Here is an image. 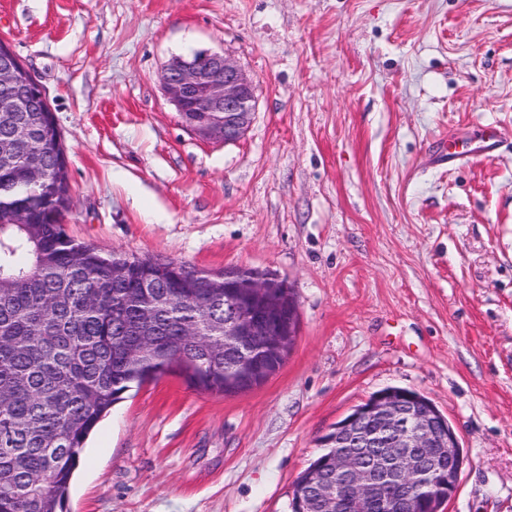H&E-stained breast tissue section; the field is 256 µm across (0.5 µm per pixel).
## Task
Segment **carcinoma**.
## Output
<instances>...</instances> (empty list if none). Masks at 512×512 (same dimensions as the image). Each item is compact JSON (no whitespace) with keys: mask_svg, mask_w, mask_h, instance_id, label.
I'll return each mask as SVG.
<instances>
[{"mask_svg":"<svg viewBox=\"0 0 512 512\" xmlns=\"http://www.w3.org/2000/svg\"><path fill=\"white\" fill-rule=\"evenodd\" d=\"M28 129L15 144V126ZM57 134L44 112L0 113V512H65L84 444L130 388L177 367L194 387L222 394L251 361L284 362L261 348L224 349V289L170 261L116 258L67 234L54 218L69 201L57 170ZM47 177L37 184L29 171ZM202 336H187L194 324ZM327 448L294 483L324 465Z\"/></svg>","mask_w":512,"mask_h":512,"instance_id":"carcinoma-1","label":"carcinoma"}]
</instances>
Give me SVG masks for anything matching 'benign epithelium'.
Returning a JSON list of instances; mask_svg holds the SVG:
<instances>
[{"label": "benign epithelium", "mask_w": 512, "mask_h": 512, "mask_svg": "<svg viewBox=\"0 0 512 512\" xmlns=\"http://www.w3.org/2000/svg\"><path fill=\"white\" fill-rule=\"evenodd\" d=\"M161 84L178 112L180 123L196 135L239 141L255 111L252 82L221 52L203 50L173 58L162 70ZM43 112L52 108L33 72L15 55L7 40L0 41V112ZM204 112L202 120L193 116ZM224 287L249 288L261 300L250 312L224 303V348L251 349L262 336L276 343L275 319L287 311L279 280L251 274L241 280L224 271ZM335 445L327 465L311 473L309 501L298 500L299 512H344L352 502L380 512H440L455 494L459 467L454 461L459 441L448 420L421 394L409 389L378 392L323 437ZM430 483L439 493L425 511L420 485Z\"/></svg>", "instance_id": "obj_1"}]
</instances>
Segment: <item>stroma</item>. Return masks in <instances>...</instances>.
<instances>
[{"mask_svg": "<svg viewBox=\"0 0 512 512\" xmlns=\"http://www.w3.org/2000/svg\"><path fill=\"white\" fill-rule=\"evenodd\" d=\"M0 37L56 116L70 236L267 272L298 304L261 385L125 393L66 512H291L322 437L387 387L459 439L441 512H512V0H0ZM198 50L253 84L238 142L183 127L163 90ZM486 126L493 152L435 159Z\"/></svg>", "mask_w": 512, "mask_h": 512, "instance_id": "1", "label": "stroma"}]
</instances>
